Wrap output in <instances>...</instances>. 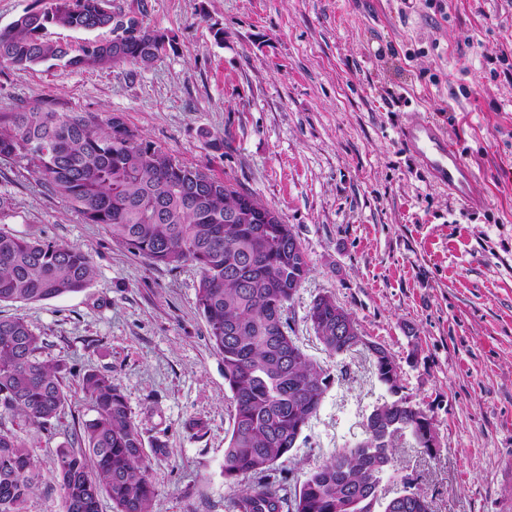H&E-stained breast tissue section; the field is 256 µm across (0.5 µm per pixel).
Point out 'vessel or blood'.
I'll use <instances>...</instances> for the list:
<instances>
[{"instance_id": "obj_1", "label": "vessel or blood", "mask_w": 512, "mask_h": 512, "mask_svg": "<svg viewBox=\"0 0 512 512\" xmlns=\"http://www.w3.org/2000/svg\"><path fill=\"white\" fill-rule=\"evenodd\" d=\"M399 136L436 185L451 189L465 204L475 203L476 175L442 127L418 116L401 128Z\"/></svg>"}]
</instances>
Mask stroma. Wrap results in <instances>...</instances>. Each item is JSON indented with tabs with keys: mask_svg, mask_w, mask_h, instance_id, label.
<instances>
[{
	"mask_svg": "<svg viewBox=\"0 0 512 512\" xmlns=\"http://www.w3.org/2000/svg\"><path fill=\"white\" fill-rule=\"evenodd\" d=\"M170 39L148 67L0 66V112L50 101L110 112L176 160L229 181L292 225L310 273L286 312L331 374L317 415L282 468L290 484L363 436L389 394L367 352L324 351L307 319L333 295L368 341L392 352L403 394L431 419L435 455L398 440L381 486L403 477L434 512H512V0H112ZM434 119L477 174L479 205L436 186L399 138ZM0 231L74 245L94 273L82 291L4 302L69 398L48 429L18 415L44 476L26 512H63L55 450L94 415L78 388L111 375L151 458L152 512H225L231 392L196 307L192 264H153L0 159Z\"/></svg>",
	"mask_w": 512,
	"mask_h": 512,
	"instance_id": "1",
	"label": "stroma"
}]
</instances>
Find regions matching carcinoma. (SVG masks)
Here are the masks:
<instances>
[{"mask_svg":"<svg viewBox=\"0 0 512 512\" xmlns=\"http://www.w3.org/2000/svg\"><path fill=\"white\" fill-rule=\"evenodd\" d=\"M110 0H46L0 30V66L29 68L63 61L75 68L148 65L166 35L148 27L121 43L89 42L76 55L48 36L51 27L112 26ZM0 158L19 159L49 194L63 198L88 224H102L134 254L177 268L196 267V307L224 360L233 410L224 448V478L254 483L231 498L227 512H433L418 489L383 503L371 493L391 466L395 442L410 434L428 448L433 422L394 399L368 415L365 437L311 470L287 493L277 463L319 411L331 376L290 336L288 282L309 274L305 250L285 222L267 224L268 208L252 195L174 160L118 114L59 111L49 103L0 112ZM93 275L79 247L0 232V302H35L86 288ZM343 307L330 295L312 301L308 319L331 355L368 352L378 381L395 395L402 386L380 344L336 335ZM38 338L21 317L0 318V411L44 428L67 402L63 368L37 356ZM79 387L95 412L56 449L52 480L65 512H151L155 487L149 456L127 401L112 378L85 372ZM27 444L0 429V512H24L41 483Z\"/></svg>","mask_w":512,"mask_h":512,"instance_id":"obj_1","label":"carcinoma"}]
</instances>
